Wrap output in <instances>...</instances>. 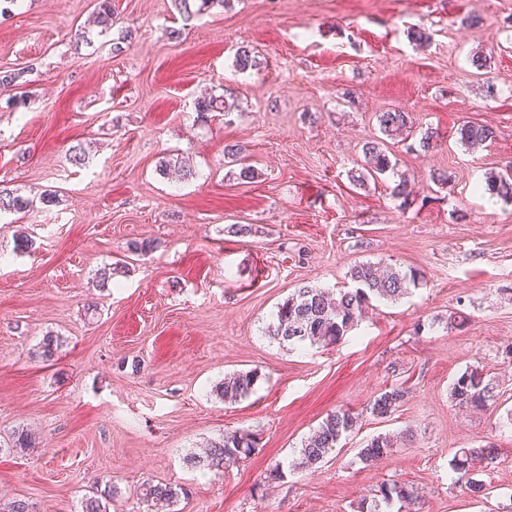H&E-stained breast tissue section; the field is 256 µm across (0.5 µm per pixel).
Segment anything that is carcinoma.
Masks as SVG:
<instances>
[{
	"label": "carcinoma",
	"instance_id": "1",
	"mask_svg": "<svg viewBox=\"0 0 512 512\" xmlns=\"http://www.w3.org/2000/svg\"><path fill=\"white\" fill-rule=\"evenodd\" d=\"M175 9L184 18L189 19L213 8L224 7V0H173ZM98 24L104 29L113 25L111 0H98ZM257 61L245 46L237 49L235 67L243 72L256 66ZM236 109L233 102L223 96L210 97L197 103L196 111L200 119L205 120L211 112H222L228 116ZM380 132L394 139L409 133L413 123L409 114L399 108H393L376 115ZM457 142L463 146L485 144L496 137L489 126L465 121L456 129ZM363 153L366 168L351 173L353 183L361 186L367 177L376 178L394 169L387 144L375 139L364 144ZM159 172L166 176L175 175L181 179L192 176L191 170L183 162L174 158L159 161ZM485 189L492 195L504 200H512V161L504 169L492 172L485 180ZM56 201V195L43 192L37 196H25L17 189L0 186V214L28 212L36 203L50 205ZM352 287L340 288L330 292L316 286H303L278 304L273 314V323L267 327V335L280 343L290 345L309 343L329 346L340 342L354 330L374 301H395L409 294L410 290L421 282V273L417 270L402 272L390 267L380 269L373 263L355 265L350 270ZM258 380L257 370L240 371L224 377L216 389L218 395L226 400L236 401L248 396ZM408 392L402 386H391L380 391L370 403L373 416L386 419L394 414L406 401ZM450 396L460 406L480 410L494 400L493 387L483 383L478 368H467L453 381ZM359 424V414L349 409L331 412L306 438L299 449L300 465L314 468L329 457L340 444L342 438L353 433ZM396 441L389 435L379 434L366 442L357 453L361 463L371 466L390 454ZM258 446V434L249 430L226 432L208 445L203 454L187 457L188 463L202 471L221 474L247 460ZM35 447V438L27 430L14 432L10 448L25 451ZM496 449L491 446L480 448H460L450 460V467L459 479L466 480L468 489L486 491V484L478 478L477 465L495 458ZM117 495L115 485L93 488L92 495L82 501L81 512H110L109 506ZM188 495L187 489L165 483L146 482L141 488V499L150 506L175 512L173 506L180 498ZM417 496L413 488L398 481L383 482L377 486L372 497L360 504V512H390L398 503L400 507L415 504Z\"/></svg>",
	"mask_w": 512,
	"mask_h": 512
}]
</instances>
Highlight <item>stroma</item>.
<instances>
[{"mask_svg":"<svg viewBox=\"0 0 512 512\" xmlns=\"http://www.w3.org/2000/svg\"><path fill=\"white\" fill-rule=\"evenodd\" d=\"M96 8L12 0L0 14V71L26 72L21 88L0 91V181L58 197L0 216V498L81 512L109 482L110 512H147L137 494L149 480L188 489L177 512H359L398 480L418 491L420 512L512 504V201L483 188L512 158V0H227L190 19L172 0H112L105 32ZM243 45L257 64L240 72ZM210 94L237 110L198 122ZM394 107L413 118L412 136L390 147L395 171L353 184L376 113ZM465 121L491 126L493 143L465 150L455 138ZM429 128L442 145L424 152ZM233 144L246 146L254 179L225 162ZM164 157L192 177L160 175ZM403 178L406 199L392 193ZM20 233L31 252L15 251ZM145 240L152 251L129 255ZM124 256L129 272L100 290L96 271ZM379 261L420 271V285L375 303L327 347L267 335L289 293L344 287L355 264ZM50 334L61 345L47 361L39 344ZM469 367L495 388L489 409L450 397ZM252 369L249 396H216L226 375ZM398 384L405 404L374 417L371 401ZM339 408L361 423L338 455L289 470ZM21 428L36 445L16 453ZM233 430L259 435L245 462L221 476L187 464ZM379 434L397 446L365 466L357 453ZM485 445L498 456L479 473L488 495L477 500L449 461ZM278 465L285 478L265 484Z\"/></svg>","mask_w":512,"mask_h":512,"instance_id":"obj_1","label":"stroma"}]
</instances>
